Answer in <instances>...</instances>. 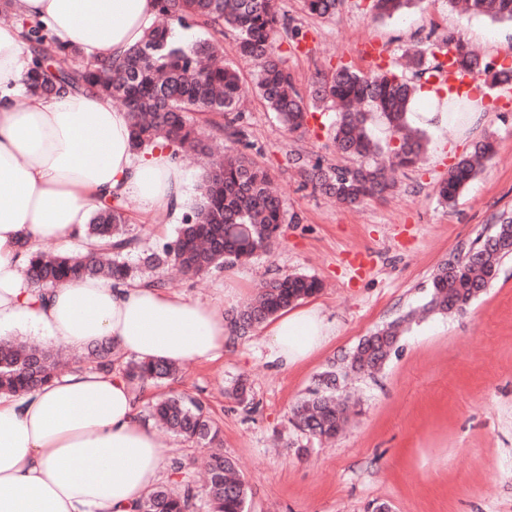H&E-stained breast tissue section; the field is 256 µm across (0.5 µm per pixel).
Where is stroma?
Segmentation results:
<instances>
[{
    "mask_svg": "<svg viewBox=\"0 0 512 512\" xmlns=\"http://www.w3.org/2000/svg\"><path fill=\"white\" fill-rule=\"evenodd\" d=\"M370 0H346L333 20L308 16L301 0L284 8L306 38L288 64L299 84L316 71L350 64L369 71L364 42L397 59L414 42L454 30L484 58L512 61V24L418 0L390 18L374 17ZM476 133L445 122L425 125L426 153L397 171L391 194L357 208L314 191L292 159L301 154L326 166H348L324 129L289 133L255 98L245 103L251 155L285 200L287 222L270 253L194 280L173 279L180 294L245 304L262 280L302 273L322 283L313 296L336 335L297 367L271 363L263 329L236 340L211 362L187 364L182 376L153 387V396L188 392L203 400L222 428L224 453L250 487L246 512H512V260L461 314L413 322L385 369L349 377L340 394L348 423L321 442L298 430L290 409L319 374L362 337L425 301L438 265L500 213H512V84L490 90ZM496 153L452 206L439 183L480 137ZM365 266L356 270L355 254ZM253 384L256 412L242 410L226 390L238 377Z\"/></svg>",
    "mask_w": 512,
    "mask_h": 512,
    "instance_id": "obj_1",
    "label": "stroma"
}]
</instances>
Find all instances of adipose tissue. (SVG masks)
I'll use <instances>...</instances> for the list:
<instances>
[{"label":"adipose tissue","instance_id":"adipose-tissue-1","mask_svg":"<svg viewBox=\"0 0 512 512\" xmlns=\"http://www.w3.org/2000/svg\"><path fill=\"white\" fill-rule=\"evenodd\" d=\"M0 24V335L29 332L83 350L175 365L212 361L233 341L223 310L169 288L84 278L40 292L25 276L43 240L76 239L113 194L150 219L185 208L189 178L167 148L134 152L131 121L92 90L18 103L32 54L22 23L42 24L85 60L123 59L155 0H12ZM336 334L320 305L272 318L270 360L306 363ZM121 373L74 367L20 395L0 394V512H134L162 477L160 443Z\"/></svg>","mask_w":512,"mask_h":512}]
</instances>
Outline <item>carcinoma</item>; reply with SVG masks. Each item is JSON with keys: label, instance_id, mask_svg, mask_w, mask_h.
<instances>
[{"label": "carcinoma", "instance_id": "carcinoma-1", "mask_svg": "<svg viewBox=\"0 0 512 512\" xmlns=\"http://www.w3.org/2000/svg\"><path fill=\"white\" fill-rule=\"evenodd\" d=\"M157 16L183 29L200 28L192 42L177 39L169 26L151 24L141 43L116 64L97 66L75 49L53 46L48 30L22 22L33 56L26 89L48 95L60 88L91 89L120 104L131 118L133 150L140 153L161 142L179 151L204 155V172L198 201L184 210L176 235L151 248H139L131 234L130 215L124 202L93 212L83 229L95 239V252L38 251L26 265L30 287L41 292L85 277L115 281H143L167 288L161 274L173 266L186 277L224 271V266L245 262L267 250L286 221L284 200L270 188V177L247 153L248 140L241 99L257 96L275 113L290 133L307 129L309 116L330 108L337 117L328 125L336 152L360 159L355 166L323 167L309 162L315 187L336 201L357 206L393 188L386 167L376 161L385 151L372 128L382 124L399 145L391 150L393 164L414 166L425 149L426 136L408 121L415 93L444 67L439 56L452 55L457 72L476 70L490 77V87L512 83V66L491 63L449 31L437 40L412 46L403 55L400 70L365 73L341 64L317 74L307 92L296 85L287 58L275 53L276 37L285 33L300 43L302 32L281 0H157ZM344 0H302L306 14L334 19ZM418 0H372L380 18L411 7ZM448 5L512 23V0H448ZM235 35L238 57L254 63L250 83L223 59V37ZM495 154V143L485 138L471 154L460 158L438 186L442 204L452 205L473 181L484 162ZM512 258V216H501L488 234L477 236L467 247L441 263L429 286L424 314L447 315L467 309L498 276L504 260ZM321 289L314 277L281 274L263 282L254 299L231 314L230 324L241 338L282 310ZM399 317L345 353L340 366L323 372L307 397L292 408L295 425L318 440L332 439L342 429L346 407L336 398L340 379L350 373L374 375L388 363L405 331ZM114 346L105 341L91 346L75 363L110 372L115 369ZM65 363L60 355L37 345L0 340V392L22 394L60 376ZM121 372L135 389L176 378L178 367L161 360L128 358ZM238 404L251 408L252 387L240 378L231 388ZM149 416L168 432L211 449L203 487L187 476L185 465L172 466L171 484L160 483L138 502L136 512H197L205 497L207 512H245L248 486L235 462L224 456L221 429L199 399L171 393L156 401Z\"/></svg>", "mask_w": 512, "mask_h": 512}]
</instances>
